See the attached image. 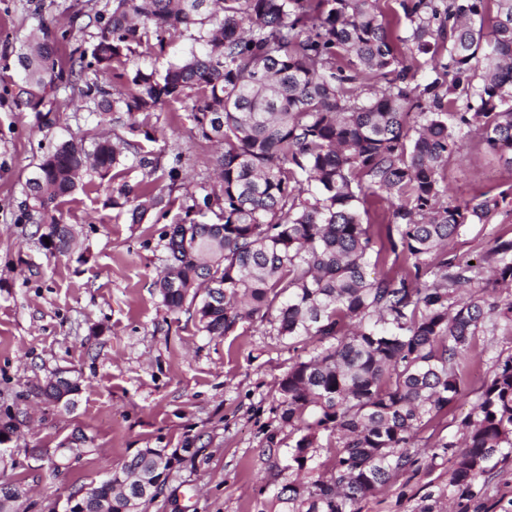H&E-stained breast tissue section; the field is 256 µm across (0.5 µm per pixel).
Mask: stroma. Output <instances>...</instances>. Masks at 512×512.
<instances>
[{
	"mask_svg": "<svg viewBox=\"0 0 512 512\" xmlns=\"http://www.w3.org/2000/svg\"><path fill=\"white\" fill-rule=\"evenodd\" d=\"M106 0H0V410L21 422L8 444L13 462L0 465V482L26 490L18 512H62L78 488L106 478L141 448H190L194 457L174 468L163 493L146 512H260L264 481L296 480L286 470L288 427L280 418L278 382L296 358L287 339L252 320L224 336L201 332L191 313L168 311L156 282L163 271L162 235L180 215L129 223L112 206V184L77 191L62 205L75 243L50 253L37 219L18 203L27 177L49 146L89 134L92 116L80 99L58 98L57 122L42 127L36 113L16 108L19 41L38 15L66 23L74 11L95 14ZM145 149L183 156L184 187L196 193L212 172L213 143L202 139L188 105L139 116ZM452 198L462 200L512 185V169L478 140L467 141L444 171ZM512 237V212L474 224L451 252L476 259L496 237ZM512 354V329L476 341L467 396L432 419L417 445L457 434L471 395L491 376L497 357ZM60 370L80 376L73 410L38 403L35 386ZM83 429L92 450L51 474L28 457L53 449ZM452 463L422 458L397 476L359 512H457L448 485ZM468 512H512V461L499 466Z\"/></svg>",
	"mask_w": 512,
	"mask_h": 512,
	"instance_id": "1",
	"label": "stroma"
}]
</instances>
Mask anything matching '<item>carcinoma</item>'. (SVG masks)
I'll list each match as a JSON object with an SVG mask.
<instances>
[{"instance_id":"cac0c4a2","label":"carcinoma","mask_w":512,"mask_h":512,"mask_svg":"<svg viewBox=\"0 0 512 512\" xmlns=\"http://www.w3.org/2000/svg\"><path fill=\"white\" fill-rule=\"evenodd\" d=\"M378 2L108 0L64 30L39 18L16 55L18 109L50 128L68 92L131 135L94 136L90 151L71 138L43 154L21 207L38 214L53 253L72 246L59 206L84 175L115 180L133 159L143 178L112 188V207L133 224L174 204L182 156L164 164L144 149L138 115L188 103L200 137L224 146L213 159L219 183L186 196L163 235L164 306H193L209 336L258 319L295 350L327 343L279 382L281 419L296 436L288 468L310 479L273 489L261 512H356L418 463L412 439L468 390L477 338L512 326V294L497 296L512 288V238H496L481 265L448 256L467 226L512 211V186L447 202L444 182L473 132L512 168V0H401L403 36ZM91 25L90 46L62 58L71 32ZM182 28L195 29L196 46L164 73L132 62L163 52ZM424 64L435 76L419 83ZM370 196L390 201L379 240L365 222ZM80 390L50 379L34 396L52 404ZM15 419H0V442L18 436ZM457 428L462 442L442 439L431 459H455L449 485L463 499L512 458V354L497 359ZM168 467L141 448L91 495H75L82 512L103 502L146 512ZM23 494L0 484V512Z\"/></svg>"}]
</instances>
